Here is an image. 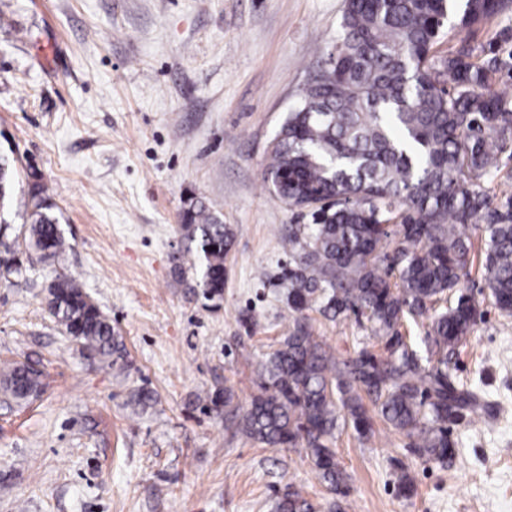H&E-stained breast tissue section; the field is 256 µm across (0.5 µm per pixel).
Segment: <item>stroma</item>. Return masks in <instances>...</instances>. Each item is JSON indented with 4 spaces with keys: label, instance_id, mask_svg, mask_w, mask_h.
I'll use <instances>...</instances> for the list:
<instances>
[{
    "label": "stroma",
    "instance_id": "stroma-1",
    "mask_svg": "<svg viewBox=\"0 0 512 512\" xmlns=\"http://www.w3.org/2000/svg\"><path fill=\"white\" fill-rule=\"evenodd\" d=\"M344 0H0V150L19 160L13 210L45 184L68 242L0 278V365L43 389L0 398V512H275L288 485L328 512L305 449L268 448L224 422L209 396L247 407L257 365L288 334L277 276L295 214L264 181L267 148L340 29ZM235 231L224 295L204 298L173 255L191 201ZM266 268L271 280H256ZM75 279L126 354L86 357L50 316ZM453 357L483 422L451 423L452 462L427 460L375 422L345 430L336 460L349 512H512V316L484 301ZM338 358L382 352L354 318L314 321ZM155 400L141 408L137 388ZM415 493L399 494L401 473Z\"/></svg>",
    "mask_w": 512,
    "mask_h": 512
}]
</instances>
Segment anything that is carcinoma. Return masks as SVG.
Wrapping results in <instances>:
<instances>
[{
  "label": "carcinoma",
  "instance_id": "cac0c4a2",
  "mask_svg": "<svg viewBox=\"0 0 512 512\" xmlns=\"http://www.w3.org/2000/svg\"><path fill=\"white\" fill-rule=\"evenodd\" d=\"M512 9V0H345L340 32L271 141L265 180L306 224L283 238L288 266V336L258 369L259 392L236 413L233 391L211 397L238 431L268 448L307 449L333 495L329 512H346L347 475L336 462V433L373 434L367 403L408 447L440 463L455 455L448 424L483 409L459 386L449 357L473 332L480 300L469 290L470 231L483 241L487 296L512 315V198L492 205L487 181L512 157V92L491 85L512 63L469 39L448 54L433 47L449 14L471 34ZM15 158L0 152V224L13 197ZM44 186H29L28 251L66 246ZM185 249L173 257L181 277L196 274L209 299L224 295V258L235 232L198 200L181 215ZM393 245L389 251L384 247ZM48 309L63 332L115 365L124 346L98 305L70 277L48 289ZM334 322L354 316L383 342L339 359L314 335L308 312ZM431 315L418 340L403 322ZM25 365L0 371V389L24 400L42 387ZM276 512H317L288 485Z\"/></svg>",
  "mask_w": 512,
  "mask_h": 512
}]
</instances>
